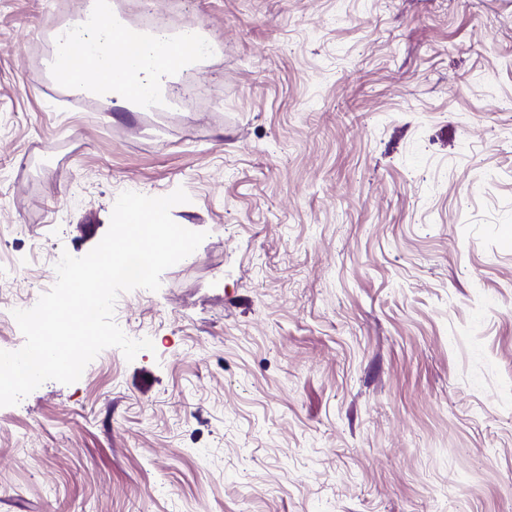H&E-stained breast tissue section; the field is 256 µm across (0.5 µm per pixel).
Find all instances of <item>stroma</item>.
Returning <instances> with one entry per match:
<instances>
[{"instance_id": "stroma-1", "label": "stroma", "mask_w": 512, "mask_h": 512, "mask_svg": "<svg viewBox=\"0 0 512 512\" xmlns=\"http://www.w3.org/2000/svg\"><path fill=\"white\" fill-rule=\"evenodd\" d=\"M0 0V256L29 304L118 196L204 233L81 382L0 407V512H512V0H156L200 106L105 110Z\"/></svg>"}]
</instances>
